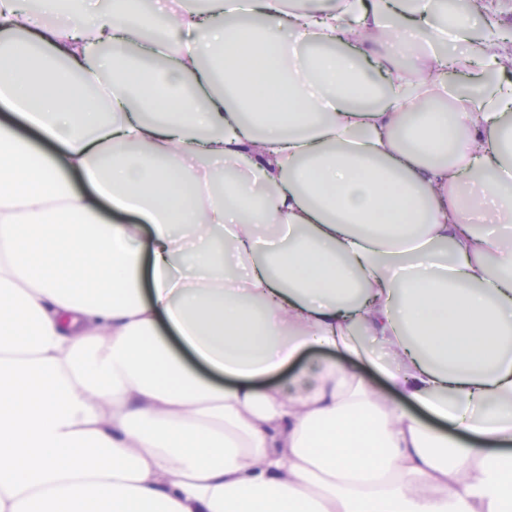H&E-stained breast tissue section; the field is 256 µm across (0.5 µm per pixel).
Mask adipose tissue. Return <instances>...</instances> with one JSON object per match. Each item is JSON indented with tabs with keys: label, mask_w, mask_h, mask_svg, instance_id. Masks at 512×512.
<instances>
[{
	"label": "adipose tissue",
	"mask_w": 512,
	"mask_h": 512,
	"mask_svg": "<svg viewBox=\"0 0 512 512\" xmlns=\"http://www.w3.org/2000/svg\"><path fill=\"white\" fill-rule=\"evenodd\" d=\"M88 3L0 0V512H512V0Z\"/></svg>",
	"instance_id": "ef3b65f1"
}]
</instances>
